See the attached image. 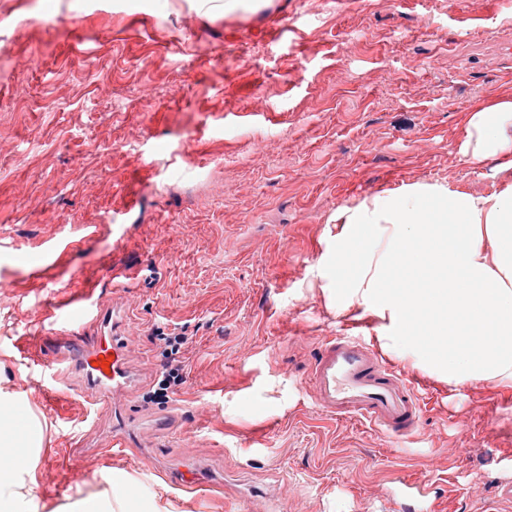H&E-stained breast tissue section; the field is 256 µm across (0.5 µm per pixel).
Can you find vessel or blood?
Wrapping results in <instances>:
<instances>
[{
	"label": "vessel or blood",
	"instance_id": "obj_1",
	"mask_svg": "<svg viewBox=\"0 0 512 512\" xmlns=\"http://www.w3.org/2000/svg\"><path fill=\"white\" fill-rule=\"evenodd\" d=\"M66 319L89 320L97 334L85 340L52 341L54 361L81 375L94 404L108 405L112 432L107 446L126 447L131 418L117 399L131 392L135 379L122 338L124 321L111 308L93 302L79 304ZM309 381L326 412L368 421L396 438L412 434L420 425L422 405L414 384L358 337L327 338L311 366Z\"/></svg>",
	"mask_w": 512,
	"mask_h": 512
}]
</instances>
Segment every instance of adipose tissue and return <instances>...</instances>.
Wrapping results in <instances>:
<instances>
[{
    "instance_id": "adipose-tissue-1",
    "label": "adipose tissue",
    "mask_w": 512,
    "mask_h": 512,
    "mask_svg": "<svg viewBox=\"0 0 512 512\" xmlns=\"http://www.w3.org/2000/svg\"><path fill=\"white\" fill-rule=\"evenodd\" d=\"M461 155L494 161L489 193L416 182L339 207L316 267L328 308L379 322L382 348L437 381L512 385V92L469 103ZM0 371V512H39L36 461L44 430L11 428L14 394ZM78 512H181L143 496L116 471L108 488L78 499Z\"/></svg>"
}]
</instances>
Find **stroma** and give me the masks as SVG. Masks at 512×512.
<instances>
[{"label":"stroma","mask_w":512,"mask_h":512,"mask_svg":"<svg viewBox=\"0 0 512 512\" xmlns=\"http://www.w3.org/2000/svg\"><path fill=\"white\" fill-rule=\"evenodd\" d=\"M0 67V369L45 423L47 507L116 470L189 512H482L512 482L510 386L451 387L384 352L424 404L398 446L309 385L327 337L378 345L312 274L336 209L412 182L496 186L459 149L466 103L512 89V0H0ZM84 298L126 311L145 371L129 407L174 415L169 438L138 426L98 449L106 410L51 378L44 344ZM175 330L186 382L146 402ZM182 466L204 483L172 482Z\"/></svg>","instance_id":"stroma-1"}]
</instances>
